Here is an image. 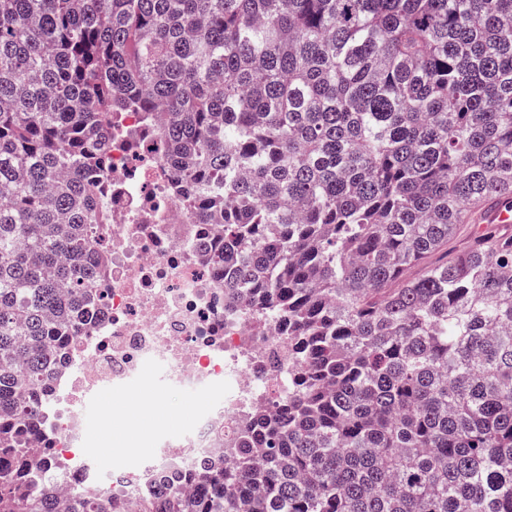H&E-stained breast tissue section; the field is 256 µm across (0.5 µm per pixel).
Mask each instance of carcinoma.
Listing matches in <instances>:
<instances>
[{
  "label": "carcinoma",
  "instance_id": "carcinoma-1",
  "mask_svg": "<svg viewBox=\"0 0 512 512\" xmlns=\"http://www.w3.org/2000/svg\"><path fill=\"white\" fill-rule=\"evenodd\" d=\"M216 225L224 304L298 363L142 512H512V0H0V512H60L41 420L90 316L112 116ZM94 495L68 512H98Z\"/></svg>",
  "mask_w": 512,
  "mask_h": 512
}]
</instances>
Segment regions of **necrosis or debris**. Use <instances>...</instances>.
Segmentation results:
<instances>
[{
    "label": "necrosis or debris",
    "mask_w": 512,
    "mask_h": 512,
    "mask_svg": "<svg viewBox=\"0 0 512 512\" xmlns=\"http://www.w3.org/2000/svg\"><path fill=\"white\" fill-rule=\"evenodd\" d=\"M130 112L112 127L109 176L100 196L107 258L92 296L91 319L56 353L44 399L51 434L30 436L37 455L66 462L61 487L71 495L97 494L102 512H140L151 484L173 492L207 460L222 456L256 402L277 409L288 395V338L267 314L224 308V276L207 260L215 227L191 219L173 191L159 136L130 142ZM164 386L194 391L193 422L159 441L153 453L129 461L109 455L101 471L89 454L92 435L83 406L104 388L123 390L147 370Z\"/></svg>",
    "instance_id": "4bbe7bcc"
}]
</instances>
